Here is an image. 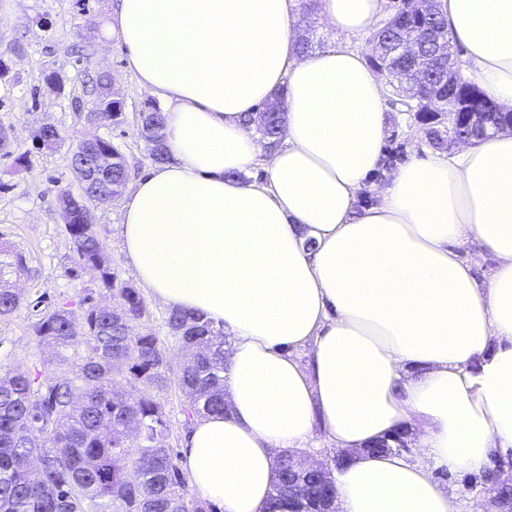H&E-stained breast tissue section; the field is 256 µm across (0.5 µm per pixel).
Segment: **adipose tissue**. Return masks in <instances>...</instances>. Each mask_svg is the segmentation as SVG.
Segmentation results:
<instances>
[{"label":"adipose tissue","instance_id":"adipose-tissue-1","mask_svg":"<svg viewBox=\"0 0 512 512\" xmlns=\"http://www.w3.org/2000/svg\"><path fill=\"white\" fill-rule=\"evenodd\" d=\"M345 37L385 0H316ZM466 77L512 111V0H442ZM294 0H118L112 33L167 107L168 162L132 185L119 234L144 288L224 332L226 413L198 417L179 467L219 512H270L281 449L353 451L338 512H460L440 474L512 461V130L383 164L367 51L304 55ZM281 98L282 143L253 131ZM264 165L257 183L244 175ZM495 261L479 282L464 255ZM407 428L419 453L370 454Z\"/></svg>","mask_w":512,"mask_h":512}]
</instances>
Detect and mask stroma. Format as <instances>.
<instances>
[{
    "instance_id": "1",
    "label": "stroma",
    "mask_w": 512,
    "mask_h": 512,
    "mask_svg": "<svg viewBox=\"0 0 512 512\" xmlns=\"http://www.w3.org/2000/svg\"><path fill=\"white\" fill-rule=\"evenodd\" d=\"M117 0H0V53L11 73L0 81V128L11 134L14 153L28 156L26 165L0 159V241L23 253L26 268L13 281L26 301L10 316L0 318V365L20 372L50 376V351L39 345L33 326L36 302L50 305L78 302L92 295L100 304L111 297L90 278H73L72 244L63 230L58 196L78 192L80 183L68 162L77 140L96 135L111 140L135 171L152 164L153 146L138 134V119L153 94L143 89L128 65L126 49L114 40L109 26ZM110 73L111 91L124 105V121L88 124L90 99L84 91L88 76ZM388 131L385 165L391 168L411 155L433 148L412 113L402 111L393 91L385 93ZM59 129L63 140L52 149H36L33 136L44 125ZM123 203L96 209L94 222L104 251L120 278L135 282L116 226Z\"/></svg>"
}]
</instances>
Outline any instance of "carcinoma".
<instances>
[{
  "mask_svg": "<svg viewBox=\"0 0 512 512\" xmlns=\"http://www.w3.org/2000/svg\"><path fill=\"white\" fill-rule=\"evenodd\" d=\"M418 13L397 14L373 35L390 42L400 33L419 38L422 54L431 57L452 50L442 14L429 21L438 32L432 41L421 31ZM478 88L459 79L456 89L435 90L425 85L405 111L416 114L432 145L443 149L446 138L436 128L448 104L463 111L479 103ZM267 147L279 143L284 113L270 102L255 119ZM140 135L159 145L153 160L165 162V116L152 106L140 113ZM42 148L61 141L57 129L37 130ZM112 153V168L81 185L74 195L63 190L59 205L81 202L109 206L127 184L130 172L120 147L98 137L88 149L70 150V164H92L100 153ZM72 243L69 274L89 276L118 300L126 321L112 319L87 295L80 300V317L69 304L44 310L34 325L38 342L50 347L60 374L46 381L0 367V512H212L211 504L189 495L186 480L174 462L173 449L164 447L169 421L160 395L175 383L189 394L184 425L194 418L222 413L224 403V335L189 312L171 311L169 334L185 356L184 365L171 369L164 342L152 332L134 328L148 318L139 289L119 279L111 267L93 224H66ZM25 259L11 246L0 244V317L11 315L25 296L5 286L6 274L20 270ZM276 496L291 498L332 495L305 474L276 459Z\"/></svg>",
  "mask_w": 512,
  "mask_h": 512,
  "instance_id": "carcinoma-1",
  "label": "carcinoma"
}]
</instances>
